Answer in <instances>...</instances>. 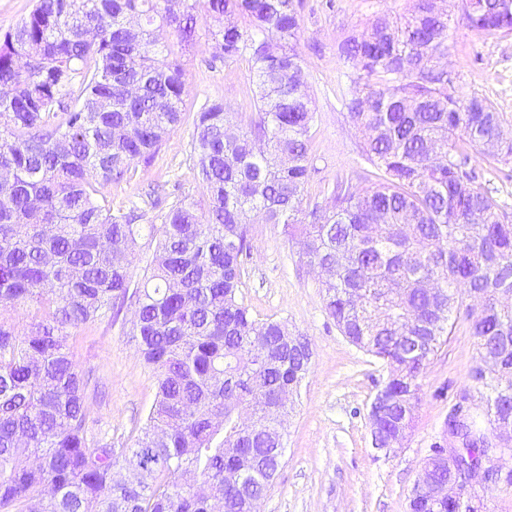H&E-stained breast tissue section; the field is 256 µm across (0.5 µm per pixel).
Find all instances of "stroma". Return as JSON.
Wrapping results in <instances>:
<instances>
[{"instance_id": "1", "label": "stroma", "mask_w": 512, "mask_h": 512, "mask_svg": "<svg viewBox=\"0 0 512 512\" xmlns=\"http://www.w3.org/2000/svg\"><path fill=\"white\" fill-rule=\"evenodd\" d=\"M409 7V0H304L293 45L315 110L307 204L326 203L337 184L363 186L374 179L375 169L363 154L365 134L347 109L360 75L338 46L348 34L364 31L375 16L395 20ZM210 25L199 17V42L182 58L186 92L181 123L151 161L135 162L123 178L107 185L104 194L113 209L135 203L145 222L156 223L162 210L152 206V197L200 199L202 185L189 159L198 108L219 100L236 119L246 122L253 116L248 59L225 60L208 32ZM447 61L455 92L487 97L502 112V128L512 138V35L471 29L460 7H453ZM240 297L257 321H287L310 339L313 350L310 372L286 419L282 463L260 512H408L413 485L431 445L442 436L451 406L435 392L444 387L456 394L478 361L466 322L457 324L432 357L420 379L413 428L402 449L385 456L372 447L368 413L386 371L327 317L320 276L280 225H252ZM72 336L77 368L98 385L97 396L89 401L92 418L113 442L131 443L155 398L153 373L121 326L109 320L75 329Z\"/></svg>"}]
</instances>
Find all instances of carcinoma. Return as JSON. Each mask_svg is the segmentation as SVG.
<instances>
[{"label":"carcinoma","instance_id":"cac0c4a2","mask_svg":"<svg viewBox=\"0 0 512 512\" xmlns=\"http://www.w3.org/2000/svg\"><path fill=\"white\" fill-rule=\"evenodd\" d=\"M197 2L36 0L0 38V167L11 172L0 182V311L32 306L22 325L0 318V512H258L284 453L272 416L301 387L312 349L237 298L249 214L282 225L307 263L334 267L327 316L388 371L396 411L382 437L412 428L419 379L463 313L479 360L466 390L485 413L448 428L455 476L470 482L494 452L491 425L512 420V219L491 186L512 179V140L487 98L451 93L435 68L447 10L412 0L402 21L378 16L339 44L361 72L349 116L368 131L380 180L305 207L313 111L290 44L302 0H205L224 58L249 53L257 112L227 136L224 102L201 105L189 157L203 196L145 226L137 206L112 213L101 189L181 122L185 70L159 31L194 46ZM467 4L471 28L512 34V0ZM477 149L487 173L470 166ZM145 231L155 250L135 284ZM130 309L157 398L116 448L90 418V378L69 340ZM408 509L452 512L424 489Z\"/></svg>","mask_w":512,"mask_h":512}]
</instances>
